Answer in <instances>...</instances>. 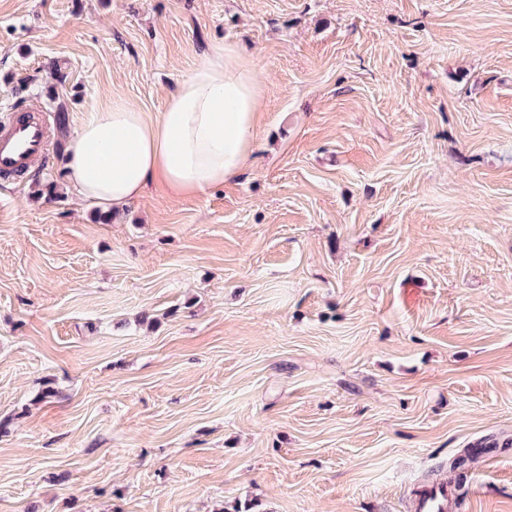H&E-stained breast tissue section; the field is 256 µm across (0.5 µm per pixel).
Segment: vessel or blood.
<instances>
[{
    "mask_svg": "<svg viewBox=\"0 0 512 512\" xmlns=\"http://www.w3.org/2000/svg\"><path fill=\"white\" fill-rule=\"evenodd\" d=\"M50 124L45 114L11 108L0 115V180L8 182L31 173L45 155ZM420 512H448V489L428 487L419 500Z\"/></svg>",
    "mask_w": 512,
    "mask_h": 512,
    "instance_id": "b4317fda",
    "label": "vessel or blood"
}]
</instances>
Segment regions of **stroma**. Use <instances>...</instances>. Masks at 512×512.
Listing matches in <instances>:
<instances>
[{"instance_id":"obj_1","label":"stroma","mask_w":512,"mask_h":512,"mask_svg":"<svg viewBox=\"0 0 512 512\" xmlns=\"http://www.w3.org/2000/svg\"><path fill=\"white\" fill-rule=\"evenodd\" d=\"M213 42L263 89L240 176L65 192L89 108ZM18 104L66 131L0 181V512H512V0H0ZM419 510L421 512H447L448 487L441 485L428 487L420 497Z\"/></svg>"}]
</instances>
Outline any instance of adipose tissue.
I'll return each mask as SVG.
<instances>
[{"label": "adipose tissue", "instance_id": "adipose-tissue-1", "mask_svg": "<svg viewBox=\"0 0 512 512\" xmlns=\"http://www.w3.org/2000/svg\"><path fill=\"white\" fill-rule=\"evenodd\" d=\"M261 98L250 58L211 43L155 118L121 97L87 113L67 149V188L116 213L157 180L175 198L206 194L244 169Z\"/></svg>", "mask_w": 512, "mask_h": 512}]
</instances>
